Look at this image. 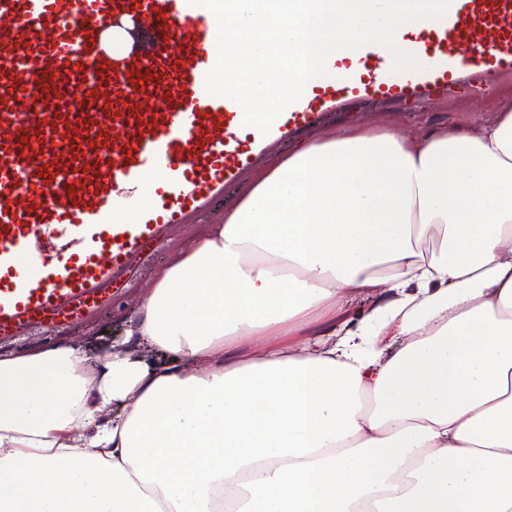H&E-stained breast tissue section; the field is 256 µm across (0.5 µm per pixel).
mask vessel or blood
Masks as SVG:
<instances>
[{"mask_svg": "<svg viewBox=\"0 0 512 512\" xmlns=\"http://www.w3.org/2000/svg\"><path fill=\"white\" fill-rule=\"evenodd\" d=\"M216 36L214 15L188 0H0L1 341L96 315L171 225L336 103L512 76V0H452L413 36L424 70L392 72L367 47L264 135L205 88Z\"/></svg>", "mask_w": 512, "mask_h": 512, "instance_id": "b4317fda", "label": "vessel or blood"}]
</instances>
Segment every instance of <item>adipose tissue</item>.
<instances>
[{"label":"adipose tissue","mask_w":512,"mask_h":512,"mask_svg":"<svg viewBox=\"0 0 512 512\" xmlns=\"http://www.w3.org/2000/svg\"><path fill=\"white\" fill-rule=\"evenodd\" d=\"M119 334L0 352V512H512V101L298 142Z\"/></svg>","instance_id":"ef3b65f1"}]
</instances>
